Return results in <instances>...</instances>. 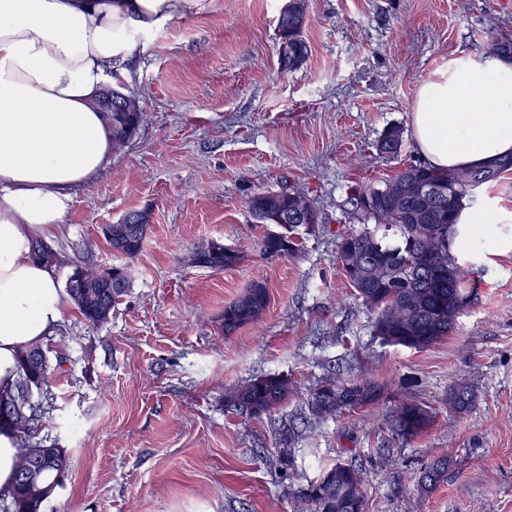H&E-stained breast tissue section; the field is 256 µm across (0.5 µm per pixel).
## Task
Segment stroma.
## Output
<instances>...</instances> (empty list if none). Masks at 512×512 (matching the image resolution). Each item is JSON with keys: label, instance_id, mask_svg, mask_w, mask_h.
<instances>
[{"label": "stroma", "instance_id": "stroma-1", "mask_svg": "<svg viewBox=\"0 0 512 512\" xmlns=\"http://www.w3.org/2000/svg\"><path fill=\"white\" fill-rule=\"evenodd\" d=\"M286 0H211L149 33L113 88L139 98L138 135L93 183L72 192L50 247L60 282L87 265L128 266L130 288L109 322L74 304L42 342L51 365L36 439L65 449L70 470L44 512H311L309 484L328 465L365 473L366 512H512V174L475 192L498 218L479 259L475 300L455 333L416 351L383 344L336 262L339 234L359 228L357 190L418 163L411 112L420 81L487 33L512 36V0H307V60L277 65ZM404 130L398 154L386 129ZM258 190L316 200L325 221L295 254L259 255L266 231L246 206ZM150 215L142 252L126 260L102 234L132 211ZM211 240L246 252L215 271L187 257ZM263 317L225 335L220 316L253 280ZM285 374L296 392L273 416L229 408L228 389ZM329 376L372 380L377 404L289 439L311 390ZM469 380L474 407L444 409ZM407 398L437 409L425 434L387 427ZM451 459L431 492L414 479Z\"/></svg>", "mask_w": 512, "mask_h": 512}]
</instances>
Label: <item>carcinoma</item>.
Wrapping results in <instances>:
<instances>
[{"label":"carcinoma","instance_id":"carcinoma-1","mask_svg":"<svg viewBox=\"0 0 512 512\" xmlns=\"http://www.w3.org/2000/svg\"><path fill=\"white\" fill-rule=\"evenodd\" d=\"M307 27L304 11L288 7L276 20L278 45L288 44V64L277 55L280 71L300 67L309 55L304 36ZM133 96L117 89L102 111L109 113L112 136L132 138L144 120L143 108L136 105L125 111ZM403 145V132L398 126L389 128L379 140V150L394 154ZM512 172V158L502 159L490 167L439 171L423 163L410 164L379 185L364 188L358 196L369 197L370 208L360 209L361 228L342 234L336 242V257L355 297L372 313L374 336L384 343L413 350L432 347L452 335L459 315L452 308L459 300H473L469 272L451 253L454 241L466 243L464 251L477 246L471 234L456 224V215L472 191L497 183L502 175ZM415 179L420 193L393 200L390 187L405 178ZM252 216L259 224H274L275 232H266L259 242L260 255L278 259L297 252L302 241L300 230L312 231L324 218L316 202L311 210L299 214L291 206L285 191L260 190L247 200ZM149 230V213L132 211L124 223L112 225L107 242L112 250L128 258L142 250ZM245 255L238 249L213 247L203 260L191 253L190 262L217 271L239 265ZM130 275L124 268L104 272L100 281L68 278L66 288L81 316L93 325L108 322L112 308L128 291ZM269 305L264 282L254 281L231 303L224 306L221 326L224 335L257 322ZM336 386L339 403L320 407L307 401L314 419L335 418L346 410L372 404L378 397L377 386L370 382H343L328 379ZM49 365L38 345L19 355L15 392L0 394V431L7 430L20 440L23 454L30 456V475L16 474V483L8 502L0 503V512H43L44 504L62 485L70 467L63 448H42L31 443L33 426L38 420L37 407L30 403L32 388L48 386ZM294 385L286 375H265L230 389L226 402L255 417L270 416L288 403ZM477 393L466 379L448 389V412L462 416L474 406ZM434 423L432 409L416 401L402 403L390 419L393 432L401 437H418ZM448 456L443 455L427 465L417 478L418 488L427 493L445 479ZM312 512H364L365 492L362 469L349 462H336L326 467L310 484L307 492Z\"/></svg>","mask_w":512,"mask_h":512}]
</instances>
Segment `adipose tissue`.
<instances>
[{"label": "adipose tissue", "mask_w": 512, "mask_h": 512, "mask_svg": "<svg viewBox=\"0 0 512 512\" xmlns=\"http://www.w3.org/2000/svg\"><path fill=\"white\" fill-rule=\"evenodd\" d=\"M209 0H0V392L17 357L63 318L65 294L35 240L61 227L75 187L112 155L92 101L140 37ZM411 125L423 162L439 170L512 155V66L459 53L418 87Z\"/></svg>", "instance_id": "ef3b65f1"}]
</instances>
